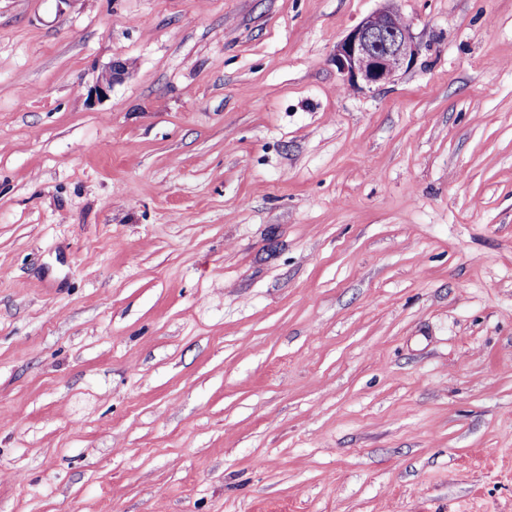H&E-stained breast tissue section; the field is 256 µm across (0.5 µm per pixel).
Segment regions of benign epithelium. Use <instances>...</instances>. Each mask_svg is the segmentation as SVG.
Instances as JSON below:
<instances>
[{
	"label": "benign epithelium",
	"mask_w": 512,
	"mask_h": 512,
	"mask_svg": "<svg viewBox=\"0 0 512 512\" xmlns=\"http://www.w3.org/2000/svg\"><path fill=\"white\" fill-rule=\"evenodd\" d=\"M391 2L365 17L336 45L333 61L349 80L368 86L389 83L413 60L416 49L410 25ZM120 72L112 65L102 71L89 89V98L107 97Z\"/></svg>",
	"instance_id": "benign-epithelium-1"
}]
</instances>
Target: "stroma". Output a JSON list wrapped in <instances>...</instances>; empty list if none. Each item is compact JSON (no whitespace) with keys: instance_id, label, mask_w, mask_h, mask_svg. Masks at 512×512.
I'll use <instances>...</instances> for the list:
<instances>
[{"instance_id":"stroma-1","label":"stroma","mask_w":512,"mask_h":512,"mask_svg":"<svg viewBox=\"0 0 512 512\" xmlns=\"http://www.w3.org/2000/svg\"><path fill=\"white\" fill-rule=\"evenodd\" d=\"M383 5L0 0V512H512V0ZM385 1L336 45L333 61L352 82L389 83L416 54L410 25ZM122 70L117 68L116 65L108 66L101 74L97 77L95 84L89 89L88 97L90 99H103L108 96V93L112 90V83L114 79L120 75Z\"/></svg>"}]
</instances>
